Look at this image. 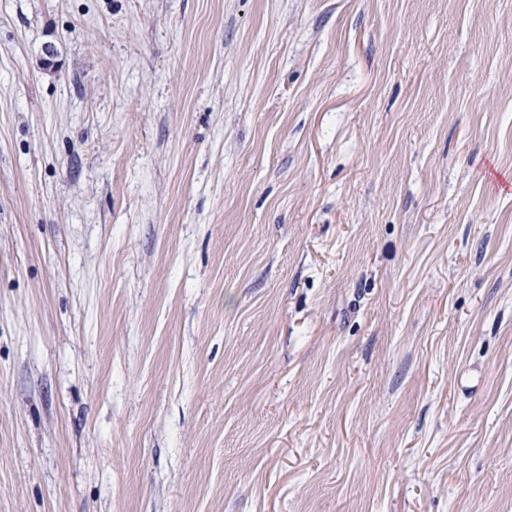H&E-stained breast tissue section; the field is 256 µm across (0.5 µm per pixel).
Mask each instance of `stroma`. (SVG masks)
<instances>
[{
    "instance_id": "1",
    "label": "stroma",
    "mask_w": 512,
    "mask_h": 512,
    "mask_svg": "<svg viewBox=\"0 0 512 512\" xmlns=\"http://www.w3.org/2000/svg\"><path fill=\"white\" fill-rule=\"evenodd\" d=\"M512 0H0V512H512Z\"/></svg>"
}]
</instances>
